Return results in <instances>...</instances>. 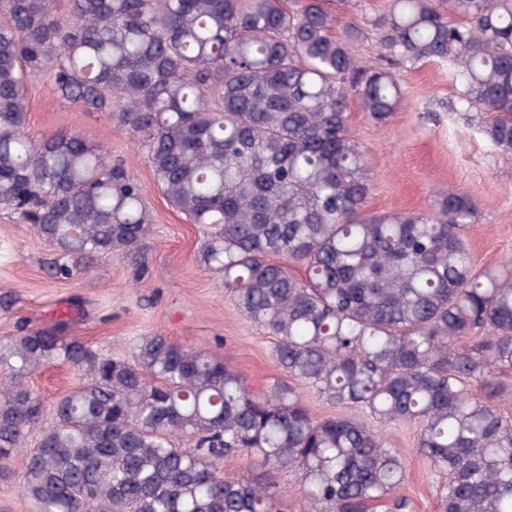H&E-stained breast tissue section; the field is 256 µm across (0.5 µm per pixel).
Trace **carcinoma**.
I'll use <instances>...</instances> for the list:
<instances>
[{
    "mask_svg": "<svg viewBox=\"0 0 512 512\" xmlns=\"http://www.w3.org/2000/svg\"><path fill=\"white\" fill-rule=\"evenodd\" d=\"M0 0V207L68 281L116 253L148 273L139 180L77 132L26 133L27 81L102 112L147 148L167 200L199 225V261L261 327L289 380L253 391L224 356L161 333L132 358L23 321L0 349V472L25 455L39 512H413L407 459L380 426L417 430L438 512H512V261L479 268L474 207L370 212L349 103L386 121L404 92L363 66L324 0ZM382 57L452 60L461 109L512 150V0H389ZM301 268L305 277L294 272ZM84 382L51 405L26 378L53 361ZM308 389L337 412L315 416ZM247 456L270 474L226 477ZM281 487L286 488L281 508L285 512H308L307 499L294 476L282 473L278 477Z\"/></svg>",
    "mask_w": 512,
    "mask_h": 512,
    "instance_id": "obj_1",
    "label": "carcinoma"
}]
</instances>
